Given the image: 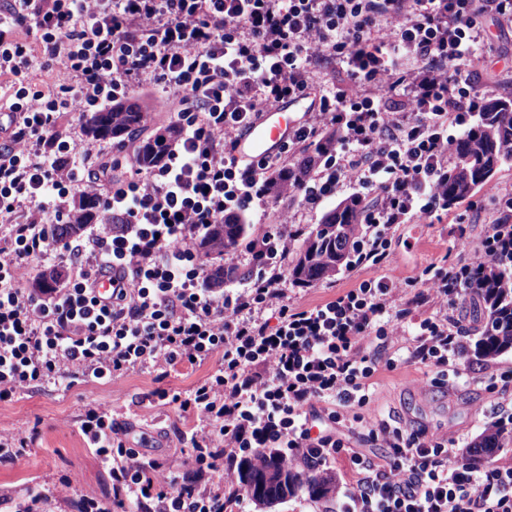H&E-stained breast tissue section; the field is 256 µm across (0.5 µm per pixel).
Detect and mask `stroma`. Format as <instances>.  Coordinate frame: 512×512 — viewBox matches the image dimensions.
Instances as JSON below:
<instances>
[{
	"mask_svg": "<svg viewBox=\"0 0 512 512\" xmlns=\"http://www.w3.org/2000/svg\"><path fill=\"white\" fill-rule=\"evenodd\" d=\"M485 30L502 60L496 64L481 58L475 60V83L478 88H485L492 73H499L501 79L495 94L510 95L512 72H504L503 65L512 64V27L499 26L490 17L485 21ZM336 205L332 198L319 210L306 212L295 203L272 202L252 205L250 215L265 226L284 218L308 232ZM490 207L483 189H476L468 205L454 207L455 213L465 216L464 244L455 240L452 216L425 224H404L392 239L390 267L344 269L335 277L297 290L296 300L314 306L367 279L388 274L404 284L433 263L444 261L448 266L460 267L475 261L488 230ZM217 364L213 358L200 365L179 368L161 383L154 373L137 370L111 381L78 384L64 391L49 385L0 400V432H38L16 463L0 464V494L20 496L32 483L40 482L52 489L55 512H71L74 500L80 496L105 494L106 477L94 449L87 447L80 430L82 414L93 402L115 407V420L123 428L129 447L172 471L188 470L190 464L179 439V432L187 423L177 405L159 400L155 391L160 386L187 389ZM457 368L456 382L445 387L432 383L433 373L423 365L400 364L392 370L381 369L370 406L391 415L404 427L437 434L451 431L462 445H469L496 422L499 414L512 409V381L500 380L493 386L487 381L490 374L512 368V351L485 361L468 354L459 360ZM75 473L80 476L79 482L63 485V478Z\"/></svg>",
	"mask_w": 512,
	"mask_h": 512,
	"instance_id": "35a3bbf8",
	"label": "stroma"
}]
</instances>
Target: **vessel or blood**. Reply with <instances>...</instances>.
<instances>
[{"instance_id": "b4317fda", "label": "vessel or blood", "mask_w": 512, "mask_h": 512, "mask_svg": "<svg viewBox=\"0 0 512 512\" xmlns=\"http://www.w3.org/2000/svg\"><path fill=\"white\" fill-rule=\"evenodd\" d=\"M312 99H286L265 109L239 141L237 153L245 159H259L278 153L302 112L308 111Z\"/></svg>"}]
</instances>
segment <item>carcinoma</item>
I'll return each instance as SVG.
<instances>
[{
    "instance_id": "carcinoma-1",
    "label": "carcinoma",
    "mask_w": 512,
    "mask_h": 512,
    "mask_svg": "<svg viewBox=\"0 0 512 512\" xmlns=\"http://www.w3.org/2000/svg\"><path fill=\"white\" fill-rule=\"evenodd\" d=\"M143 113L130 107L115 106L108 112H98L87 122V133L97 139L132 135L142 124ZM457 162L448 171V205L468 197L486 184L506 162L512 161V97L490 101L480 113L474 127L456 145ZM312 162L304 153L289 169L290 178L272 188L277 198L288 193L292 177L300 168ZM362 213L353 199L341 201L326 213L304 238L290 268L291 276L312 283L336 275L349 267L350 256L361 228ZM250 232L247 224L214 225L203 248L209 252L242 244ZM472 301L483 304L486 324L476 342L477 353L486 360L512 349V264L505 262L485 268L477 295ZM512 447V431L499 427L488 430L467 453V460L480 454L491 458L496 452ZM241 485L251 500L272 503L304 488L309 495L327 496L332 493L330 477L320 473L303 476L290 468L277 454L268 452L250 463L242 474Z\"/></svg>"
}]
</instances>
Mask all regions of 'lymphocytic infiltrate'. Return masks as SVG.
Returning a JSON list of instances; mask_svg holds the SVG:
<instances>
[{"mask_svg":"<svg viewBox=\"0 0 512 512\" xmlns=\"http://www.w3.org/2000/svg\"><path fill=\"white\" fill-rule=\"evenodd\" d=\"M512 25V0H6L0 8V399L26 387L111 379L220 355L186 392L157 389L200 423L183 433L191 469L179 474L127 447L113 409L96 404L81 430L112 481L75 512H238L245 490L214 473L275 451L303 469L341 467L336 505L322 512H512V459L473 465L452 436L411 431L367 413L379 366L419 363L447 376L465 331L452 311L471 297L512 235L456 272L427 266L401 299L391 276L325 303L296 304L288 288L298 231L252 230L225 251L222 288L199 248L211 227L246 219L270 200L300 151L339 138L295 179L314 211L324 198L374 194L358 264L390 260L397 226L448 210L456 131L485 98L470 65L483 20ZM60 82L31 84L33 65ZM346 65L351 82H315ZM164 84L169 96L151 90ZM162 124L140 150L89 140L87 119L136 93ZM315 96L316 106L274 156L238 157L240 137L267 107ZM73 114L77 123L65 122ZM178 136L166 141L167 129ZM83 232L62 237L74 205ZM64 267L27 288L32 261ZM111 290L100 293L99 276ZM429 305L423 318L413 308ZM405 335L394 352L392 337ZM351 409L343 418L342 409ZM363 430L385 463L351 448Z\"/></svg>","mask_w":512,"mask_h":512,"instance_id":"obj_1","label":"lymphocytic infiltrate"}]
</instances>
